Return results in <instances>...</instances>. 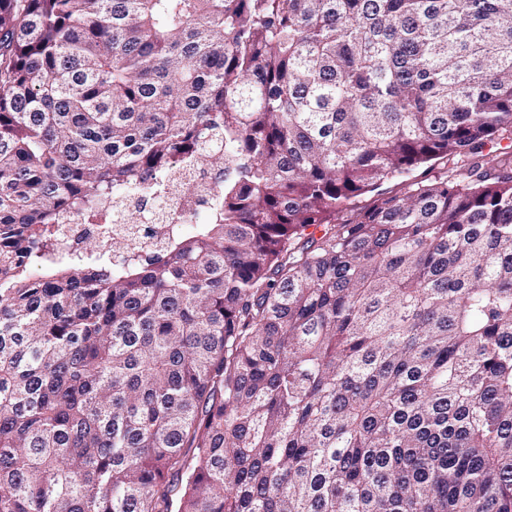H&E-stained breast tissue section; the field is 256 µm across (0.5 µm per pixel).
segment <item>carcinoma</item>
Segmentation results:
<instances>
[{
    "mask_svg": "<svg viewBox=\"0 0 512 512\" xmlns=\"http://www.w3.org/2000/svg\"><path fill=\"white\" fill-rule=\"evenodd\" d=\"M0 512H512V0H0ZM65 238L62 241L64 248H76L81 245L83 238L87 235L97 234V226L82 224L80 220H72L65 229Z\"/></svg>",
    "mask_w": 512,
    "mask_h": 512,
    "instance_id": "1",
    "label": "carcinoma"
}]
</instances>
